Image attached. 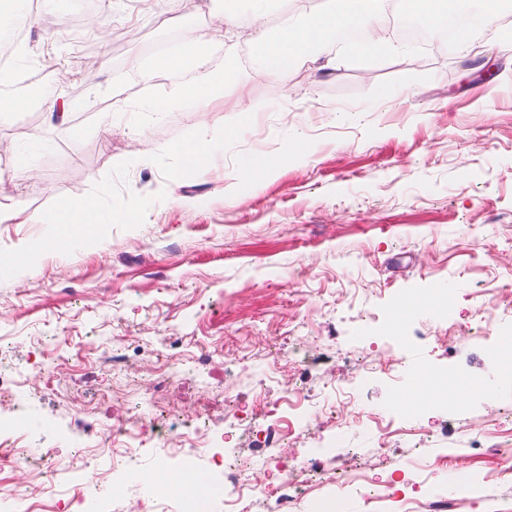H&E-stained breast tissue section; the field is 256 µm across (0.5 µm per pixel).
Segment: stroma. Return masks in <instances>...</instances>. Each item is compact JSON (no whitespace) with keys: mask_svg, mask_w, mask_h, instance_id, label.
<instances>
[{"mask_svg":"<svg viewBox=\"0 0 512 512\" xmlns=\"http://www.w3.org/2000/svg\"><path fill=\"white\" fill-rule=\"evenodd\" d=\"M244 6L201 0L189 13L180 0H112L73 36L71 0H41L15 40L30 53L16 85L41 82L69 114L58 124L33 105L0 120V137L28 134L30 170L0 161L13 200L47 211L90 196L105 221L40 262L0 270V375L20 383L0 408V455L20 446L65 461L93 433L104 451L58 488L26 464L0 471V488L29 490L45 508L62 488L99 512H141L161 497L138 479L157 470L158 442L236 409L253 428L225 427L224 455L258 483L298 462L294 512H427L436 494L459 498V512H512V474L482 452L489 442L512 448V379L488 352L512 335V0L474 29L468 50L432 25L426 40H402L405 16L393 6L382 18L386 54L338 51L333 70L306 63L284 78L265 71L253 43L219 39L212 65L232 56L248 68V114L204 118L177 96L186 74L129 81V62L146 69L188 30ZM105 26L136 36L103 43ZM48 50L59 69L42 80ZM87 52L105 60L101 73H81ZM161 97L172 109L150 111ZM104 112L109 136L98 130ZM199 139L215 154L206 175L178 151ZM132 208L144 209L142 223L121 221ZM57 233L0 224V256ZM437 288L452 320L426 303ZM401 295L419 305L396 324ZM288 336L291 353L263 381ZM115 352L125 359L119 381L106 368ZM202 359L208 384L188 377L158 407L141 405L163 365ZM367 363L374 374H363ZM434 366L457 373L461 393L408 415L396 395ZM284 385L307 396L308 415L271 449L263 436L283 424ZM135 416L142 447L112 458L113 428ZM334 473L350 477L345 493L310 482Z\"/></svg>","mask_w":512,"mask_h":512,"instance_id":"obj_1","label":"stroma"}]
</instances>
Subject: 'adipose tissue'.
I'll list each match as a JSON object with an SVG mask.
<instances>
[{"label":"adipose tissue","instance_id":"1","mask_svg":"<svg viewBox=\"0 0 512 512\" xmlns=\"http://www.w3.org/2000/svg\"><path fill=\"white\" fill-rule=\"evenodd\" d=\"M388 3L389 0H328L325 8H308L300 24L257 39L256 46L262 51L260 60L269 71L287 72L298 63L316 61V49L327 34L355 27L362 29L365 36L345 43L344 50L349 57L358 59L385 53L380 17ZM213 40L211 28L193 29L184 36L180 48L155 58L146 73L147 78L161 73H191L193 82L184 85L179 95L192 100L201 112L207 114L212 112L214 101L223 98L226 92L244 97L247 79L238 72L234 62H227L221 69L210 67L209 52ZM9 181V176L0 173V224H55L60 228L61 237L70 238L74 235V217H85L90 225L98 222L99 209L91 198L60 199L48 214L8 204L4 186Z\"/></svg>","mask_w":512,"mask_h":512}]
</instances>
